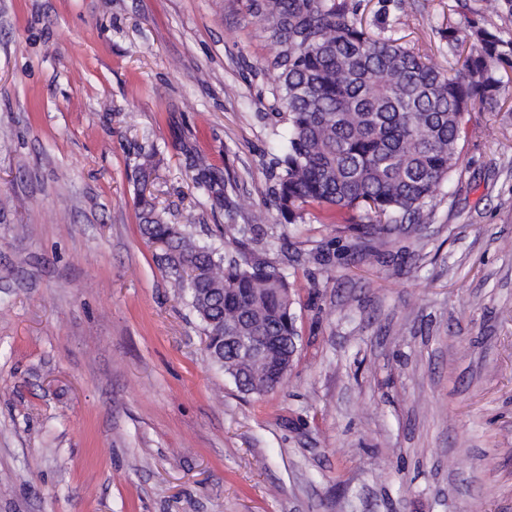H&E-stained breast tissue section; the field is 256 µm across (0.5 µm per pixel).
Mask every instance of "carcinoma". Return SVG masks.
<instances>
[{"label":"carcinoma","mask_w":512,"mask_h":512,"mask_svg":"<svg viewBox=\"0 0 512 512\" xmlns=\"http://www.w3.org/2000/svg\"><path fill=\"white\" fill-rule=\"evenodd\" d=\"M265 15L286 45L278 62L280 120L288 141L267 167L272 206L288 224L310 209L346 210L374 234L419 224L423 209L456 170L471 112H500L512 82V39L496 29L448 24L443 66L427 53L377 37L337 0H266ZM152 156L135 167L138 219L159 244L158 260L200 319L213 364L245 392L271 391L230 344L276 336L278 360L292 366L297 335L287 276L195 240L189 224H170L145 190Z\"/></svg>","instance_id":"cac0c4a2"}]
</instances>
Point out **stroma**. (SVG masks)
<instances>
[{"mask_svg":"<svg viewBox=\"0 0 512 512\" xmlns=\"http://www.w3.org/2000/svg\"><path fill=\"white\" fill-rule=\"evenodd\" d=\"M264 0H0V512H512V112H474L420 224H287ZM448 62L456 0H343ZM285 270L296 352L257 397L141 234Z\"/></svg>","mask_w":512,"mask_h":512,"instance_id":"35a3bbf8","label":"stroma"}]
</instances>
